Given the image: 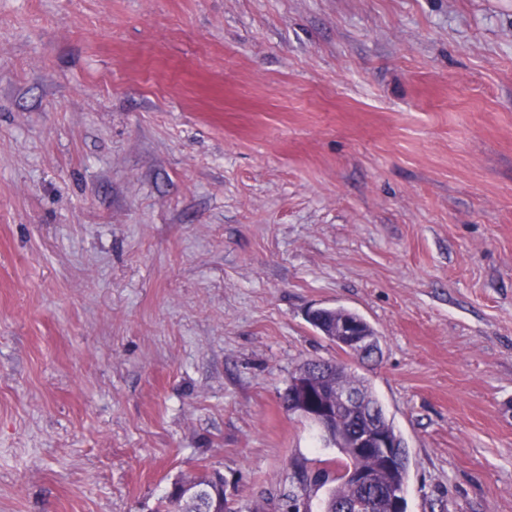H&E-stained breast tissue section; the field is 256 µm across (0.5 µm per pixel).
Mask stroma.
<instances>
[{
  "mask_svg": "<svg viewBox=\"0 0 512 512\" xmlns=\"http://www.w3.org/2000/svg\"><path fill=\"white\" fill-rule=\"evenodd\" d=\"M310 360L512 512V0H0V512H321ZM334 329L336 336H342L340 344L347 352L358 359H367L375 357L379 352V339L370 335L362 327V324L356 319H343L335 323ZM336 336H326L330 341L336 343ZM191 488H199V493L191 498H179L172 502L167 496L161 500L157 512H211L215 508L217 512H229L228 501L224 494V475L216 472L208 477L199 479L178 478L171 487L181 488L185 485ZM212 491L216 494V502ZM215 504V505H214Z\"/></svg>",
  "mask_w": 512,
  "mask_h": 512,
  "instance_id": "35a3bbf8",
  "label": "stroma"
}]
</instances>
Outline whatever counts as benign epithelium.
<instances>
[{
    "label": "benign epithelium",
    "instance_id": "7a95c632",
    "mask_svg": "<svg viewBox=\"0 0 512 512\" xmlns=\"http://www.w3.org/2000/svg\"><path fill=\"white\" fill-rule=\"evenodd\" d=\"M336 335L342 337L341 345L358 359L375 357L379 352V339L369 334L356 319H343L335 323ZM288 411L294 412L316 426L332 425L337 412H342L353 423L342 435L343 447L356 456L377 454L385 467H393L398 459L396 445L376 418L377 408L367 404L356 389L336 384H325L319 371H297L285 392ZM350 478L360 489V494L343 503L339 512H373L379 501L387 504L388 512H401L404 494L395 486H375L374 474L363 468L353 469Z\"/></svg>",
    "mask_w": 512,
    "mask_h": 512
}]
</instances>
